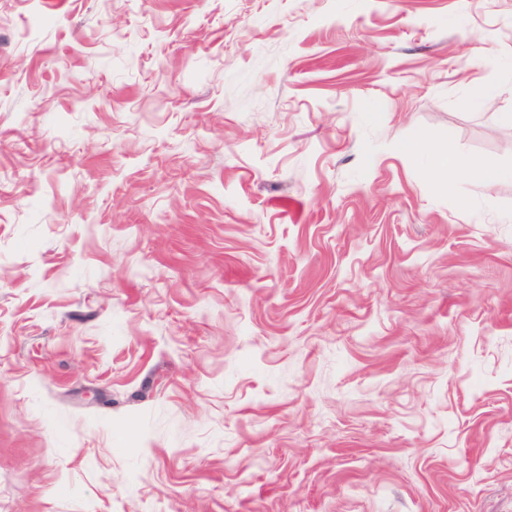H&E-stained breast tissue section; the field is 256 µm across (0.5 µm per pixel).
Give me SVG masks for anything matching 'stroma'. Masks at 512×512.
Returning <instances> with one entry per match:
<instances>
[{
	"label": "stroma",
	"instance_id": "obj_1",
	"mask_svg": "<svg viewBox=\"0 0 512 512\" xmlns=\"http://www.w3.org/2000/svg\"><path fill=\"white\" fill-rule=\"evenodd\" d=\"M502 112L512 0H0V512H512ZM434 164L440 169H454L460 164V160L447 139H441L430 148Z\"/></svg>",
	"mask_w": 512,
	"mask_h": 512
}]
</instances>
